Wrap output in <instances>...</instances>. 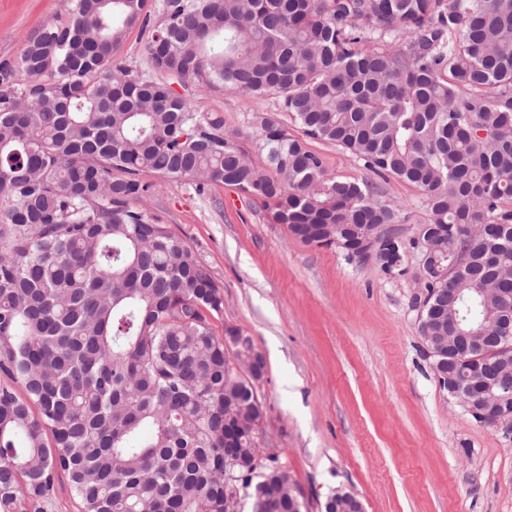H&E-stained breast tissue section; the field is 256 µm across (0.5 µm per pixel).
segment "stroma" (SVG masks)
I'll return each mask as SVG.
<instances>
[{
    "instance_id": "stroma-1",
    "label": "stroma",
    "mask_w": 512,
    "mask_h": 512,
    "mask_svg": "<svg viewBox=\"0 0 512 512\" xmlns=\"http://www.w3.org/2000/svg\"><path fill=\"white\" fill-rule=\"evenodd\" d=\"M160 5L147 0L150 25L127 32L116 64L146 69ZM63 16L62 0H0V63ZM177 91L197 111L223 115L230 130L248 129L256 113L291 123L269 96L203 84ZM143 179L152 191L137 209L185 239L224 289L216 335L240 328L266 361L255 384L263 409L256 445L276 454L302 512H325L339 491L364 512H512V434L476 422L440 389L422 348L412 304L419 248L387 273L298 242L287 225L270 223L261 200L235 188ZM382 191L400 206L398 229L411 239L428 219L423 193L393 178Z\"/></svg>"
}]
</instances>
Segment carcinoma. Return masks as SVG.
I'll return each mask as SVG.
<instances>
[{
	"mask_svg": "<svg viewBox=\"0 0 512 512\" xmlns=\"http://www.w3.org/2000/svg\"><path fill=\"white\" fill-rule=\"evenodd\" d=\"M144 7L69 0L0 64V508L26 512L63 473L81 512H226L229 413L239 493L301 512L274 456L253 482L261 376L234 377L213 329L224 293L132 206L141 175L233 187L350 257L368 224L404 248L397 209L372 181L329 174L305 142L321 140L421 189L428 223L451 228L448 277L427 287L509 285L512 241L489 268L471 229L512 236V0H163L138 73L113 54ZM170 77L273 96L304 138L272 114L226 133Z\"/></svg>",
	"mask_w": 512,
	"mask_h": 512,
	"instance_id": "1",
	"label": "carcinoma"
}]
</instances>
